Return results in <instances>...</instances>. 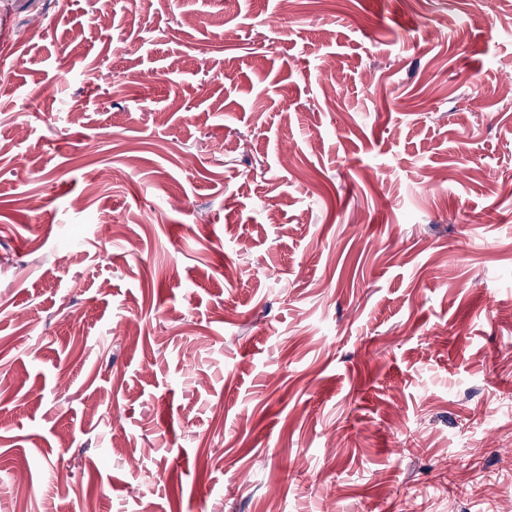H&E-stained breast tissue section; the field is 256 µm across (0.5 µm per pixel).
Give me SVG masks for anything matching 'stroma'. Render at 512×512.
Wrapping results in <instances>:
<instances>
[{
  "mask_svg": "<svg viewBox=\"0 0 512 512\" xmlns=\"http://www.w3.org/2000/svg\"><path fill=\"white\" fill-rule=\"evenodd\" d=\"M1 41L0 512H512V0Z\"/></svg>",
  "mask_w": 512,
  "mask_h": 512,
  "instance_id": "stroma-1",
  "label": "stroma"
}]
</instances>
